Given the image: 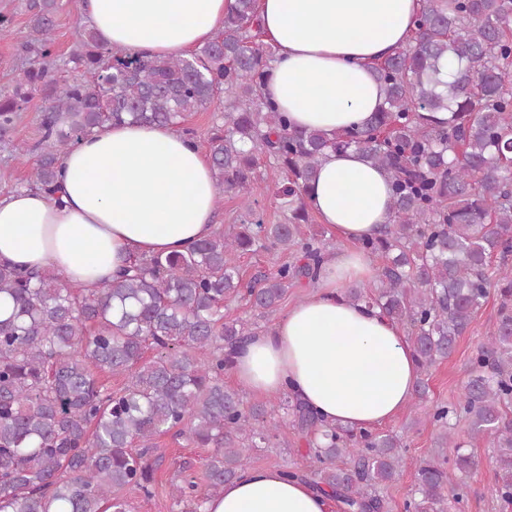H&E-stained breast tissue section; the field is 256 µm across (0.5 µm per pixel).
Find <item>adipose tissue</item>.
Returning <instances> with one entry per match:
<instances>
[{
	"mask_svg": "<svg viewBox=\"0 0 512 512\" xmlns=\"http://www.w3.org/2000/svg\"><path fill=\"white\" fill-rule=\"evenodd\" d=\"M230 0H78L113 52L189 55L210 40ZM275 61L264 94L293 126L326 138L366 126L384 100L373 67L406 46L420 0H258ZM59 195L20 190L0 199V260L52 269L73 288L116 277L131 258L176 255L209 237L216 177L203 149L156 125L114 124L63 159ZM302 200L331 235L313 291L236 349L226 368L249 392L290 394L324 422L357 431L393 421L418 377L407 332L347 298L377 267L356 242L389 224L386 176L361 152L327 151ZM330 492L281 470L249 468L225 482L207 512H331Z\"/></svg>",
	"mask_w": 512,
	"mask_h": 512,
	"instance_id": "1",
	"label": "adipose tissue"
}]
</instances>
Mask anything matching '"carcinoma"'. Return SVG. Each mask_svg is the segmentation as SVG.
<instances>
[{
	"instance_id": "obj_1",
	"label": "carcinoma",
	"mask_w": 512,
	"mask_h": 512,
	"mask_svg": "<svg viewBox=\"0 0 512 512\" xmlns=\"http://www.w3.org/2000/svg\"><path fill=\"white\" fill-rule=\"evenodd\" d=\"M58 9V0H25V83L0 91L1 137L33 94L46 102L38 138L13 146L21 159L36 157L28 189L52 191L70 144L107 123L171 126L192 139L187 114L223 95L228 112L207 140L216 202L226 192L248 197L264 154L285 171L278 196L290 216L265 224L251 210L240 231L219 228L185 254L134 258L95 288L0 264V512H127L119 491L152 495L149 451L169 433L211 449L212 498L247 468L251 449L284 441L267 407H245L244 391L224 385V349L254 335L246 320L224 321V302L243 298L269 319L290 286L317 280L330 242L303 233L301 190L329 147L354 148L389 177L394 222L362 241L385 263L375 283L347 296L408 329L419 373L452 354L497 291L498 320L458 402L427 417L439 448L459 418L471 444L493 445L498 495L512 505V0H422L410 44L375 68L380 109L334 142L292 128L264 97L274 54L259 39L257 0H233L223 28L189 58L112 53L84 26L64 76L55 71ZM450 53L456 66L443 94L440 61ZM256 245L294 258L245 284L234 257ZM148 348L157 355L145 361ZM103 374L125 382L114 390ZM279 409L297 430L326 439L310 446L303 477L331 492L342 512H390L379 488L400 472L399 435L321 431L318 416L288 395ZM476 466L462 452L451 463L440 453L421 460L406 512H448L447 490ZM196 487L188 472L173 486L180 512H205Z\"/></svg>"
}]
</instances>
